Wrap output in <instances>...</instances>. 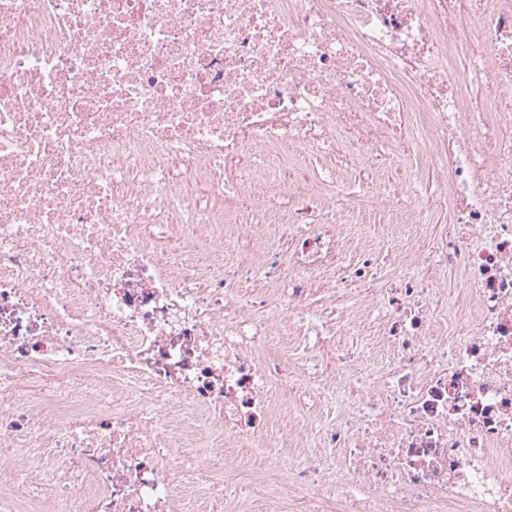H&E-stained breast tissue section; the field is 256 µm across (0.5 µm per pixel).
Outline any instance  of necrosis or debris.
Returning a JSON list of instances; mask_svg holds the SVG:
<instances>
[{"instance_id":"obj_1","label":"necrosis or debris","mask_w":512,"mask_h":512,"mask_svg":"<svg viewBox=\"0 0 512 512\" xmlns=\"http://www.w3.org/2000/svg\"><path fill=\"white\" fill-rule=\"evenodd\" d=\"M460 2L479 44L446 0H0V512H200L218 479L257 512H512V0ZM402 152L453 221L402 233L409 169L388 276L342 171L285 173ZM349 277L377 288L325 316ZM368 315L382 368L346 343ZM289 330L331 343L336 424L295 407Z\"/></svg>"}]
</instances>
